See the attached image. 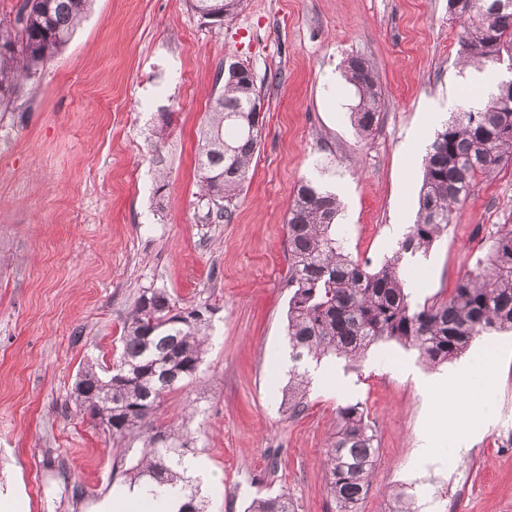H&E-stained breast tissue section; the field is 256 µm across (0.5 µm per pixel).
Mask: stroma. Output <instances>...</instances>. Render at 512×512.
I'll return each instance as SVG.
<instances>
[{
	"mask_svg": "<svg viewBox=\"0 0 512 512\" xmlns=\"http://www.w3.org/2000/svg\"><path fill=\"white\" fill-rule=\"evenodd\" d=\"M448 0H244L223 25L187 0H92L71 40L0 115V498L18 512H92L124 479L105 427L70 397L88 362H112L139 293L166 289L211 310L196 380L166 396L162 423L194 414V446L213 482L207 512H246L287 492L296 512H336L326 451L337 409L361 403L378 457L358 512H512V331L477 338L434 370L393 341L328 372L290 415L286 219L296 187L335 192L336 231L379 265L394 225L416 220L422 160L463 99L487 101L511 74L461 66ZM372 66L382 121L359 135L342 62ZM251 69L265 102L260 148L230 222H199L198 134L225 59ZM172 115L165 138L154 129ZM167 173L156 193L157 168ZM512 160L478 179L447 233L404 262L415 302L449 298L503 224ZM425 387L435 373L481 370ZM430 453H421L423 441Z\"/></svg>",
	"mask_w": 512,
	"mask_h": 512,
	"instance_id": "stroma-1",
	"label": "stroma"
}]
</instances>
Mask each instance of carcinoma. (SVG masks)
Segmentation results:
<instances>
[{
  "label": "carcinoma",
  "mask_w": 512,
  "mask_h": 512,
  "mask_svg": "<svg viewBox=\"0 0 512 512\" xmlns=\"http://www.w3.org/2000/svg\"><path fill=\"white\" fill-rule=\"evenodd\" d=\"M502 0H474L458 13L460 59L495 65L512 60V24ZM207 24L213 15H233L243 0H189ZM90 0H21L13 17L0 18V109L22 85L68 43L85 18ZM251 70L224 74L201 127L196 153L200 221H229L258 149L264 116L249 111L260 96ZM358 95L351 120L360 133L376 127L383 110L373 70L360 57L344 65ZM469 101L445 123L423 160L417 220L379 266L355 260L336 235L340 204L320 184L301 183L288 209L287 336L292 375L284 405L297 415L305 408L306 376L298 364L334 355L355 360L379 341L415 349L436 366L462 356L478 336L512 330V224H504L487 251L476 256L445 301L417 304L406 292L404 255L425 253L448 229L458 205L480 177L512 159V115L487 109L469 112ZM207 308L180 304L162 288L142 291L126 316L121 352L112 365L86 364L76 409L107 425L118 443H142L136 463L125 470L130 482L145 484L158 497L178 478L175 467L190 451L186 424L155 423L162 400L196 378L205 354ZM338 431L327 452V481L336 512H355L370 490L377 441L364 407L337 410ZM178 512H205L199 486L182 478ZM248 512H295L288 493L254 499Z\"/></svg>",
  "instance_id": "1"
}]
</instances>
